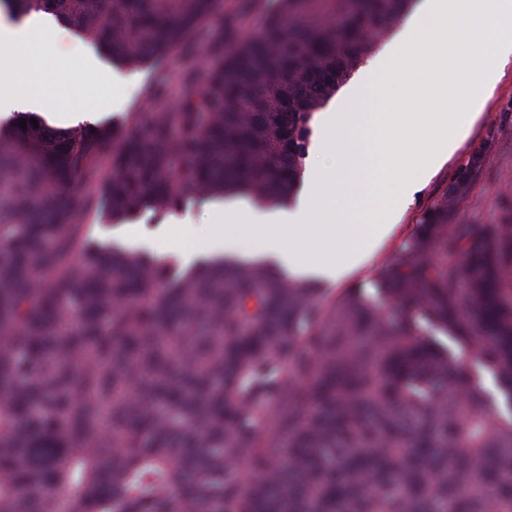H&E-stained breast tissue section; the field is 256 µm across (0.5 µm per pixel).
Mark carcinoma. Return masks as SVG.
Instances as JSON below:
<instances>
[{
	"label": "carcinoma",
	"instance_id": "1",
	"mask_svg": "<svg viewBox=\"0 0 512 512\" xmlns=\"http://www.w3.org/2000/svg\"><path fill=\"white\" fill-rule=\"evenodd\" d=\"M413 2L278 0L252 32L244 3L201 50L224 0H0L123 66L176 55L186 87L126 130L0 123V512H512V225L455 223L483 153L377 303L222 258L178 272L77 220L285 203L314 112Z\"/></svg>",
	"mask_w": 512,
	"mask_h": 512
}]
</instances>
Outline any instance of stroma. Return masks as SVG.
<instances>
[{"mask_svg": "<svg viewBox=\"0 0 512 512\" xmlns=\"http://www.w3.org/2000/svg\"><path fill=\"white\" fill-rule=\"evenodd\" d=\"M72 42L74 47L69 50L54 37H35L31 50L18 58L17 83L0 81V100L27 87L54 100L50 113L57 126H71L83 115L123 127L129 114L143 107L150 87L171 80L168 65L122 67L108 62L80 37H73ZM476 96L478 101L469 126L429 168L412 201L395 212L391 231L341 278L328 280L313 274L309 277L311 283L337 292L357 288L367 298L377 299L378 269L397 255L415 231L424 210L479 150L485 153L484 166L461 204V221L476 227L512 224V62L502 66L496 82L477 91ZM446 106V101L436 99L423 85L404 80L388 109L402 117L409 112H433ZM82 222L89 235L100 241L130 250H146L183 268L189 263L184 255L186 245L180 236L170 232V224H189L197 231L223 235L224 204L209 199L189 203L175 217L146 211L120 223L92 215L83 217Z\"/></svg>", "mask_w": 512, "mask_h": 512, "instance_id": "stroma-1", "label": "stroma"}]
</instances>
